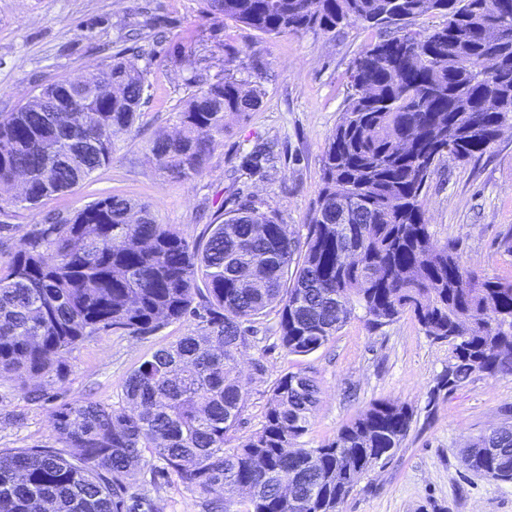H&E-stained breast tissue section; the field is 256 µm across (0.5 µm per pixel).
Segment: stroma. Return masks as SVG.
Segmentation results:
<instances>
[{"label":"stroma","instance_id":"35a3bbf8","mask_svg":"<svg viewBox=\"0 0 512 512\" xmlns=\"http://www.w3.org/2000/svg\"><path fill=\"white\" fill-rule=\"evenodd\" d=\"M148 15L161 38L140 62L147 82L136 131L120 138L108 166L70 191L30 208L5 207L0 253L18 249L32 225L113 195L150 204L159 223L175 225L192 243L245 203L275 214L293 235L305 234L318 204L322 154L351 93L352 64L377 31L355 26L328 35L268 37L211 18L205 0H0V113L17 108L37 86L85 73L124 49V27ZM230 53L240 56L236 76L245 88L261 90V104L227 117L202 176L172 178L153 160L149 141L158 130H175L174 108L187 97L200 56L217 72ZM422 207L434 239L455 243L467 266L512 278V252L501 245L512 232V128L469 162L443 157ZM277 322L273 312L260 318L237 355L247 401L231 445L261 429L276 380L302 371L321 393L296 447L332 439L378 399L405 404L414 414L402 447L360 479L342 512H512V482L476 475L460 462L466 440L503 423L512 409V376L477 374L453 391L438 390L448 347L429 341L407 314L376 331L352 318L305 356L281 347ZM195 325L188 319L147 336L112 330L89 337L68 355L64 380L39 379L43 398L36 403L19 380L0 376V450L58 447L55 407L84 399L119 407L130 374ZM162 465L153 456L131 473L127 502L206 512L203 499L176 479L152 481L150 468Z\"/></svg>","mask_w":512,"mask_h":512}]
</instances>
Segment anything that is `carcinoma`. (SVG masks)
<instances>
[{
    "label": "carcinoma",
    "instance_id": "cac0c4a2",
    "mask_svg": "<svg viewBox=\"0 0 512 512\" xmlns=\"http://www.w3.org/2000/svg\"><path fill=\"white\" fill-rule=\"evenodd\" d=\"M214 18L268 36L330 34L349 26L390 31L350 72L353 93L322 156L318 207L305 236L242 205L206 240L189 244L149 205L118 196L40 224L18 250L0 256V376L68 372L63 356L101 331L145 336L188 316L198 330L160 349L128 377L125 405H60L52 418L67 451H0V512H138L125 506V479L163 462L219 512H331L361 477L402 447L413 411L376 401L317 448H288L307 431L316 380L287 372L268 399L262 428L226 447L245 404L237 353L249 325L274 308L289 354L324 346L356 310L371 330L409 313L432 342L448 345L441 386L475 374L512 375V279L462 264L455 245L435 240L420 204L437 164L483 154L512 125V0H207ZM440 14L434 29L411 20ZM408 44L401 58L389 48ZM139 56L117 53L77 80L42 86L0 113V191L25 178L34 206L66 192L112 161L115 140L132 132L146 87ZM236 56L196 81L176 110L179 130L157 133L149 151L171 176L201 175L225 116L255 110ZM65 99L93 122L48 112ZM470 472L512 481V424L469 441ZM288 473L297 500L283 498Z\"/></svg>",
    "mask_w": 512,
    "mask_h": 512
}]
</instances>
